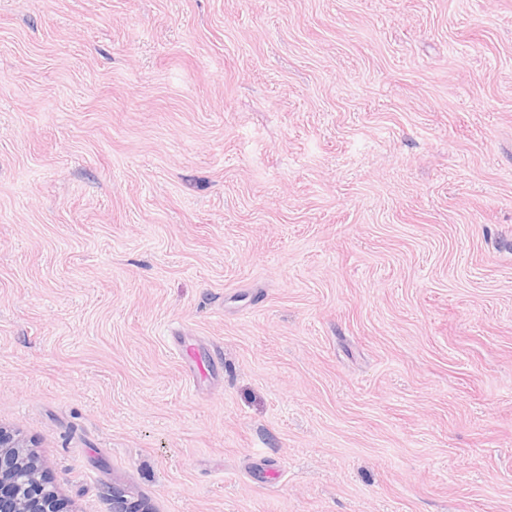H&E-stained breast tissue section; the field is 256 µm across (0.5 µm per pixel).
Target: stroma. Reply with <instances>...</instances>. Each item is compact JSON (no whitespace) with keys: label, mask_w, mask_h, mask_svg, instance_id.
<instances>
[{"label":"stroma","mask_w":512,"mask_h":512,"mask_svg":"<svg viewBox=\"0 0 512 512\" xmlns=\"http://www.w3.org/2000/svg\"><path fill=\"white\" fill-rule=\"evenodd\" d=\"M0 427L68 512H512V0H0Z\"/></svg>","instance_id":"stroma-1"}]
</instances>
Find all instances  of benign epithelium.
Returning a JSON list of instances; mask_svg holds the SVG:
<instances>
[{
    "instance_id": "obj_1",
    "label": "benign epithelium",
    "mask_w": 512,
    "mask_h": 512,
    "mask_svg": "<svg viewBox=\"0 0 512 512\" xmlns=\"http://www.w3.org/2000/svg\"><path fill=\"white\" fill-rule=\"evenodd\" d=\"M32 446L16 431L0 427V512H64Z\"/></svg>"
}]
</instances>
